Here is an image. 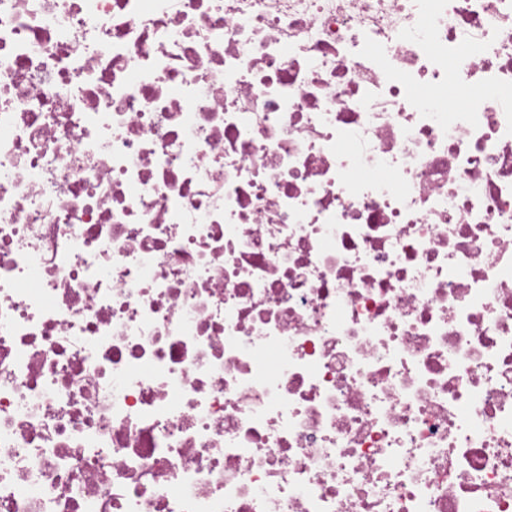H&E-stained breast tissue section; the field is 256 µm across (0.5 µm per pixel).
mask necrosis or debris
<instances>
[{
    "mask_svg": "<svg viewBox=\"0 0 512 512\" xmlns=\"http://www.w3.org/2000/svg\"><path fill=\"white\" fill-rule=\"evenodd\" d=\"M0 512H512V0H0Z\"/></svg>",
    "mask_w": 512,
    "mask_h": 512,
    "instance_id": "obj_1",
    "label": "necrosis or debris"
}]
</instances>
